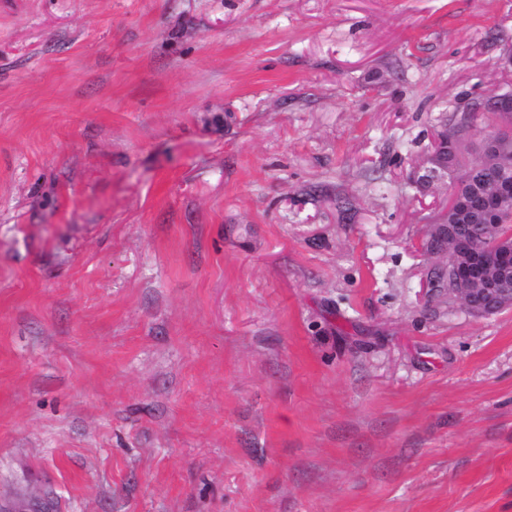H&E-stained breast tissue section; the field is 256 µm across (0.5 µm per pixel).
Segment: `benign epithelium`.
Segmentation results:
<instances>
[{
	"instance_id": "benign-epithelium-1",
	"label": "benign epithelium",
	"mask_w": 512,
	"mask_h": 512,
	"mask_svg": "<svg viewBox=\"0 0 512 512\" xmlns=\"http://www.w3.org/2000/svg\"><path fill=\"white\" fill-rule=\"evenodd\" d=\"M456 110L484 113L486 128L479 136L462 139L448 122L440 123V134L419 165L423 174L416 185L422 193L446 186V215L429 225L424 248L442 258L436 268L451 272L448 300L469 313L493 315L512 307V232L498 238L494 251L487 252L456 235L455 230L462 219L480 223L485 232L496 230L503 204L512 201V180H503L479 194L472 214L456 207V193L467 169L512 159V127L504 123L505 117L512 118V91L489 90L461 102Z\"/></svg>"
}]
</instances>
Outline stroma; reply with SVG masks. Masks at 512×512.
I'll return each mask as SVG.
<instances>
[{
	"label": "stroma",
	"mask_w": 512,
	"mask_h": 512,
	"mask_svg": "<svg viewBox=\"0 0 512 512\" xmlns=\"http://www.w3.org/2000/svg\"><path fill=\"white\" fill-rule=\"evenodd\" d=\"M510 88L512 0H0V506L512 512L414 184Z\"/></svg>",
	"instance_id": "1"
}]
</instances>
